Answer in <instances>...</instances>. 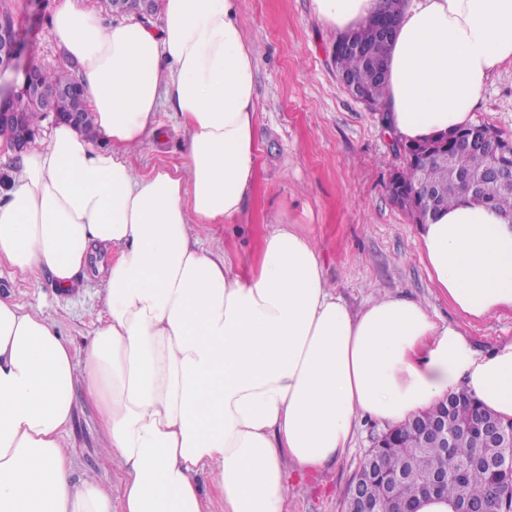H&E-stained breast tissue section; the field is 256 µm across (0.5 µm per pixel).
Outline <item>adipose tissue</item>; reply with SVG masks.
<instances>
[{
  "instance_id": "obj_1",
  "label": "adipose tissue",
  "mask_w": 512,
  "mask_h": 512,
  "mask_svg": "<svg viewBox=\"0 0 512 512\" xmlns=\"http://www.w3.org/2000/svg\"><path fill=\"white\" fill-rule=\"evenodd\" d=\"M385 0H313L344 34ZM50 34L77 63L93 134L56 125L0 193V260L75 285L90 253L108 317L76 361L55 318L0 298V512H285L293 475L349 450L358 417L391 425L467 391L512 419V342L481 352L419 301L351 310L309 234L280 224L238 271L194 227L237 217L254 177L257 57L239 0H164L162 24L104 25L61 0ZM512 62V0H405L389 48L387 125L416 143L468 126L491 76ZM184 163L140 172L134 148L160 108ZM449 305L471 321L512 310V223L462 197L419 237ZM83 387L104 465L73 484L63 445Z\"/></svg>"
}]
</instances>
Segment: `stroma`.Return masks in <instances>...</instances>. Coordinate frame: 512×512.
<instances>
[{"label":"stroma","instance_id":"1","mask_svg":"<svg viewBox=\"0 0 512 512\" xmlns=\"http://www.w3.org/2000/svg\"><path fill=\"white\" fill-rule=\"evenodd\" d=\"M58 0H0L27 46L28 55L50 69L69 61L49 33ZM240 21L257 57L255 177L242 213L231 223L208 224L196 235L204 246L228 252L248 265L264 234L278 224H297L322 254L330 283L351 307L378 293L421 301L438 322L453 324L479 351L512 341V311L480 322L457 314L435 288L422 260L419 228L387 192L400 161L390 149L383 115L353 99L336 78V34L314 16L312 0H239ZM164 141H147L132 153L141 172L183 162L181 133L169 112L159 115ZM473 121L512 139V63L490 78ZM91 256L81 283L62 293L46 273H22L0 262V295L27 311L44 310L62 334L83 349L105 320V289ZM387 423L361 420L352 449L323 472L291 480L286 512H344L359 468ZM66 441L72 481L96 475L112 494L121 491L118 469L99 467L98 414L77 396Z\"/></svg>","mask_w":512,"mask_h":512}]
</instances>
